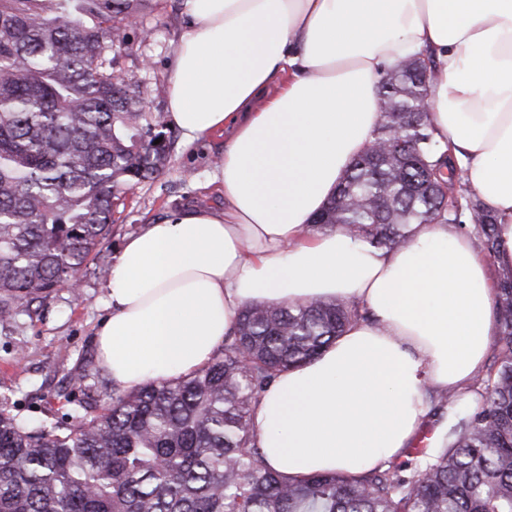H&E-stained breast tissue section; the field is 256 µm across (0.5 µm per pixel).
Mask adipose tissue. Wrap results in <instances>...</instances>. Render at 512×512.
<instances>
[{
    "label": "adipose tissue",
    "mask_w": 512,
    "mask_h": 512,
    "mask_svg": "<svg viewBox=\"0 0 512 512\" xmlns=\"http://www.w3.org/2000/svg\"><path fill=\"white\" fill-rule=\"evenodd\" d=\"M168 119L186 141L221 131L224 207L130 235L110 267L100 365L133 388L209 363L240 310L341 298L367 308L320 356L277 374L250 425L283 478L357 477L423 429L426 385L453 399L483 366L495 280L451 224L375 249L314 216L381 120L382 73H434L435 137L497 218L512 266V0H182Z\"/></svg>",
    "instance_id": "adipose-tissue-1"
}]
</instances>
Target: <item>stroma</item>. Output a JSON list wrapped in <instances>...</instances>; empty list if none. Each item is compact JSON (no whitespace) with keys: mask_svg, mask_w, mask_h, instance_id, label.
Returning a JSON list of instances; mask_svg holds the SVG:
<instances>
[{"mask_svg":"<svg viewBox=\"0 0 512 512\" xmlns=\"http://www.w3.org/2000/svg\"><path fill=\"white\" fill-rule=\"evenodd\" d=\"M153 18L152 37L133 36L117 67L145 93L151 111L163 116L172 54L187 17L181 0H158ZM223 152L219 134L191 144L176 139L165 172L117 201L114 221L81 271L79 288H57L30 309H19L12 326L0 327V405L36 422L56 421L73 412L84 386L111 389L95 348V332L109 313L100 270L143 225L186 207L223 209V193L213 181Z\"/></svg>","mask_w":512,"mask_h":512,"instance_id":"1","label":"stroma"}]
</instances>
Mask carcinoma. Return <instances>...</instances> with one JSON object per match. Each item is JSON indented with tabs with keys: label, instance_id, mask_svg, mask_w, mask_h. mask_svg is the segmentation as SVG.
Masks as SVG:
<instances>
[{
	"label": "carcinoma",
	"instance_id": "cac0c4a2",
	"mask_svg": "<svg viewBox=\"0 0 512 512\" xmlns=\"http://www.w3.org/2000/svg\"><path fill=\"white\" fill-rule=\"evenodd\" d=\"M154 0H0V324L72 285L112 223L115 201L165 169L172 137L142 93L115 74L130 30L147 38ZM415 62L379 83L374 141L405 155L355 158L320 230L344 226L376 248L413 224L453 216L486 256L495 219L434 139ZM448 187V210L426 182ZM496 367L474 376L479 404L448 446L419 448L358 478L289 482L267 467L251 411L283 369L306 362L365 317L341 299L245 307L192 376L112 386L73 422L0 407V512H512V267L498 270Z\"/></svg>",
	"mask_w": 512,
	"mask_h": 512
}]
</instances>
